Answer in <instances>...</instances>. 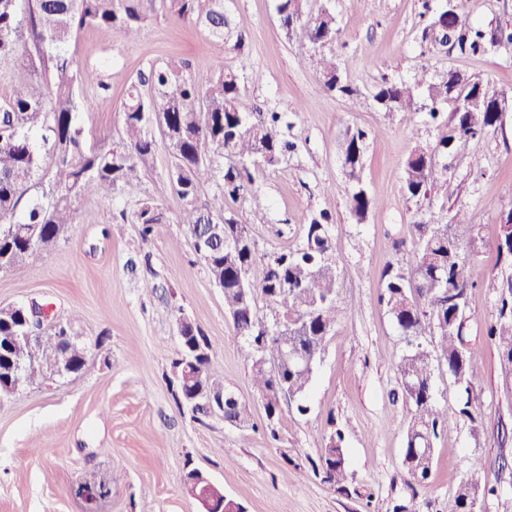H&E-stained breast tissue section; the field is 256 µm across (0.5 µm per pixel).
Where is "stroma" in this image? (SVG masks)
<instances>
[{"instance_id": "stroma-1", "label": "stroma", "mask_w": 512, "mask_h": 512, "mask_svg": "<svg viewBox=\"0 0 512 512\" xmlns=\"http://www.w3.org/2000/svg\"><path fill=\"white\" fill-rule=\"evenodd\" d=\"M447 1L307 0L310 15L325 8L336 17L340 71L358 91L351 99L328 92L307 59L309 47L288 39L278 0H224L229 26L220 42L174 19L164 0H144L135 43L87 27L67 44L70 58L103 71L104 86L78 88L85 106L76 122L88 142L105 147L119 140L125 91L139 71L179 57L202 82L219 61L243 74V110L281 112L293 145L279 165L253 173L266 209L254 216L246 199L224 203L248 217L252 279L261 280L270 255L304 246L312 215L329 213L342 311L315 370L307 413L284 398L278 418L268 421L242 355L247 343L178 222L184 202L168 178L172 158L161 129L152 128L154 154L136 184L108 200L80 199L75 223L51 250L35 252L23 274L0 271V306L52 305L86 355L82 373L0 399V512H201L182 483L191 469L248 512H394L406 502L418 512H446L477 461L489 490L476 512H512V368L485 338L497 317L492 286L512 277L496 252L497 218L512 208V46L474 54L425 38ZM455 2L473 25H512V0ZM449 70L487 82L508 106L480 138L437 155L446 180L412 201L402 191L405 162L447 135L453 104H440L443 119L434 123L423 109L381 112L373 96L383 81L412 84L422 72ZM359 129L367 134L363 184L375 201L361 222L349 210L342 163L343 143ZM146 200L166 221L145 240L134 216ZM451 211L469 220L457 232L475 283L464 334L482 350L480 382L471 417H460V386L446 368L435 369L433 397L449 412L448 430L434 442L429 479L416 485L403 465L410 412L399 363L406 344L379 300V271L412 265L414 224ZM182 315L211 340L226 382L252 413L247 427L199 422L179 408L171 380ZM335 434L347 461L345 493L312 468Z\"/></svg>"}]
</instances>
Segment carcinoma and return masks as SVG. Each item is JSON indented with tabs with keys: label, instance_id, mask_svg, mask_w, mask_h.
I'll list each match as a JSON object with an SVG mask.
<instances>
[{
	"label": "carcinoma",
	"instance_id": "obj_1",
	"mask_svg": "<svg viewBox=\"0 0 512 512\" xmlns=\"http://www.w3.org/2000/svg\"><path fill=\"white\" fill-rule=\"evenodd\" d=\"M143 0H0V59L16 54L24 23H29L33 49L27 53L34 78L13 87L6 108L0 111V263L7 272H24L35 250L55 246L60 228L75 223V203L95 195L104 199L121 187L139 180L152 157L155 141L150 129L158 125L173 156L171 184L185 201L179 223L186 225L190 237L205 233L210 224L224 225V238L235 245L227 249L209 241L212 257L204 258L213 282L224 287V311L241 336L263 341L262 351L248 343L245 358L251 363L254 384L265 400L266 411H280V399L296 402L303 414L307 406L303 395L309 389L314 370L289 366L282 350L302 358L319 360L326 338L336 325L340 285L336 261L331 253L329 225L332 218L321 212L305 224L306 244L290 253L271 256L263 276L251 281L254 247L239 214L224 208L228 198L236 200L250 194L254 212L264 208L263 197L248 192L252 171L275 166L285 158L288 142L281 131L280 113L246 112L241 107L242 84L233 70L217 65L208 80L207 91L185 73L186 62L172 58L165 65L152 66L139 73L126 91L123 104L121 142L109 148L88 145L76 124L83 102L75 87L82 83L107 85L95 69L81 68L66 54L65 46L78 31L93 27L109 37L118 31L134 40L144 16ZM178 20L193 22L209 35L224 40V0H167ZM305 0H279L277 11L281 27L289 38L312 45L314 50L329 46V54L316 59L323 85L340 97L351 98L357 91L341 76L336 58V19L326 9L309 17ZM452 14L451 35L460 49L488 52L504 44L512 45V26L491 32L467 25L449 4L440 15ZM149 85L155 95L143 98L140 87ZM416 86L385 81L374 94L383 112H408L418 106ZM473 99L470 108L453 110L448 135L440 144L451 150L455 143L478 138L500 120L499 95L488 84L460 73H444L427 82L426 99L430 116L437 118V105L448 100ZM366 132L357 130L344 142L343 167L349 182V209L363 221L373 200L363 189L361 176ZM54 156V173L49 189L31 199L21 216L16 212L32 184L42 180L40 150ZM232 155L237 164L220 166L219 150ZM435 153L411 155L406 161L403 193L411 199H425L445 176ZM221 175L218 192L199 205V188ZM141 235L148 238L154 226L164 221L163 212L150 201L136 213ZM467 223L458 212L448 220L429 217L413 225L418 240L416 264L405 270L387 263L380 271L385 304L403 336L407 351L399 371L403 396L411 411L405 448L406 473L420 484L429 476L433 454L411 453L417 443L432 447L433 439L448 430V412L438 408L432 397V361L446 366L448 375L460 384L464 395L458 413L471 415L472 395L479 382V349L469 345L463 335L467 295L474 287L471 270L461 257V243L453 226ZM498 259L512 264V232L500 231ZM498 317L490 324L487 336L496 345L501 359L512 365V279L496 286ZM281 306L288 314L283 323H268L259 317L255 293ZM27 311L18 309L0 315V337L16 336ZM58 332L33 344L14 342L8 352L15 363L26 366L21 383L44 378L39 356L47 353L73 373L85 366L84 349L52 341ZM430 338L433 349L421 338ZM202 377L190 375L186 387L206 385L220 392L226 388L215 357L202 362ZM341 437L330 438L324 453L314 463L324 480L346 489L348 480Z\"/></svg>",
	"mask_w": 512,
	"mask_h": 512
}]
</instances>
